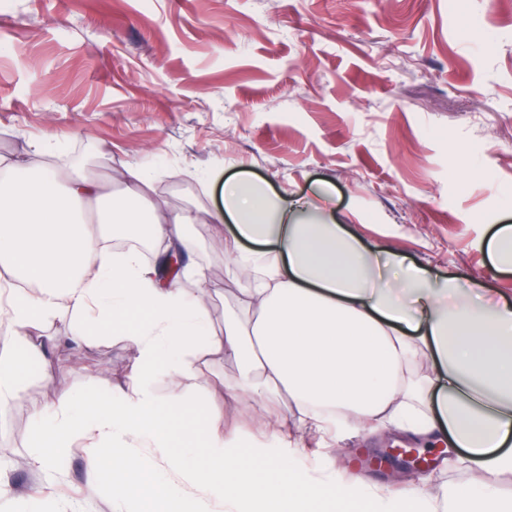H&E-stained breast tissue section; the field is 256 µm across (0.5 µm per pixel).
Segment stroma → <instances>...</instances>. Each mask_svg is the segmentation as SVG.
<instances>
[{
  "label": "stroma",
  "instance_id": "stroma-1",
  "mask_svg": "<svg viewBox=\"0 0 512 512\" xmlns=\"http://www.w3.org/2000/svg\"><path fill=\"white\" fill-rule=\"evenodd\" d=\"M0 0V157L38 142L85 173L118 179L148 169L162 216L195 210L187 260L215 293L223 328L243 284L225 252L227 224L214 180L243 174L280 195L328 189L337 223L369 249L386 245L434 277L455 276L512 302V268H492L486 242L512 224V0ZM49 338L13 406L0 414V512L23 497L33 512H138L110 489L87 491L89 448H68L51 475L31 464L34 408L59 393L101 403L120 397L138 352L126 337L74 341L66 320L37 325ZM191 389L222 412L224 436L405 493L473 481L427 454L429 471L402 460L373 465L388 445L414 448L386 428L329 441L300 424L287 393L236 391L240 371L220 354L196 361ZM304 438L289 455L278 434Z\"/></svg>",
  "mask_w": 512,
  "mask_h": 512
}]
</instances>
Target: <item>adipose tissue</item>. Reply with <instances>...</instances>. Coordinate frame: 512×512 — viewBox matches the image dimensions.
<instances>
[{
	"instance_id": "ef3b65f1",
	"label": "adipose tissue",
	"mask_w": 512,
	"mask_h": 512,
	"mask_svg": "<svg viewBox=\"0 0 512 512\" xmlns=\"http://www.w3.org/2000/svg\"><path fill=\"white\" fill-rule=\"evenodd\" d=\"M119 190L83 175L65 174L45 159L0 164V413L21 388L19 371L44 357L37 322L67 318L96 322L127 336L140 370L123 398L95 404L65 392L57 405L34 412L35 468L51 470L65 448L83 439L121 448L155 449L169 470L205 485L209 498L185 496L162 474L145 473L137 458L118 465L87 463L89 491L111 486L117 496L163 504V512H210V497L252 501L256 512H512V304L486 299L480 285L431 278L392 248L367 251L331 213L306 223L310 203L270 194L248 177L224 183V215L232 223V262L251 272L224 316L210 324L213 288L199 269L183 267L194 289L178 288L139 251L110 252L111 235H149L184 244L182 227L199 221L190 209L160 217L147 197L152 181L134 166ZM37 292H30V285ZM217 352L240 366L244 391L265 397L287 390L301 422L342 434L376 421L410 438L463 449L475 483H453L388 495L351 484L336 473L309 480L280 476V459L258 455L243 467L238 444L225 441L218 411L177 396L158 407L156 377L194 380V358ZM428 359L427 373L417 370ZM209 454L188 465L193 449Z\"/></svg>"
}]
</instances>
